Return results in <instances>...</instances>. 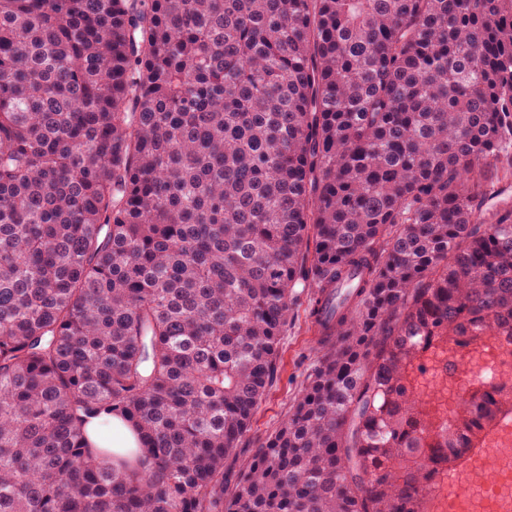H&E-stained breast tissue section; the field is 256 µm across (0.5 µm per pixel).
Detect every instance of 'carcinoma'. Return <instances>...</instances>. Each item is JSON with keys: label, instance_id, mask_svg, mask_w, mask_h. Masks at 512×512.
<instances>
[{"label": "carcinoma", "instance_id": "cac0c4a2", "mask_svg": "<svg viewBox=\"0 0 512 512\" xmlns=\"http://www.w3.org/2000/svg\"><path fill=\"white\" fill-rule=\"evenodd\" d=\"M508 138L512 0H0V512H432L512 417L431 361L512 348ZM316 327L317 316L304 306L296 307L294 317L284 333L280 360L268 395L260 403L253 418L250 431L244 441V448L271 434L279 425L295 399L300 395L318 357L320 346L314 338L310 321ZM88 432L94 442L101 445V447L112 448V451L136 447L133 435L119 421L114 419L112 421V446H108L107 441L103 439L99 422L90 423Z\"/></svg>", "mask_w": 512, "mask_h": 512}]
</instances>
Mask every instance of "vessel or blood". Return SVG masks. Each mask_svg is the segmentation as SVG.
<instances>
[{
	"label": "vessel or blood",
	"instance_id": "vessel-or-blood-1",
	"mask_svg": "<svg viewBox=\"0 0 512 512\" xmlns=\"http://www.w3.org/2000/svg\"><path fill=\"white\" fill-rule=\"evenodd\" d=\"M512 482V423L504 422L474 449L460 479L448 482L433 496L438 512H512V498L487 504L486 492L495 484Z\"/></svg>",
	"mask_w": 512,
	"mask_h": 512
}]
</instances>
